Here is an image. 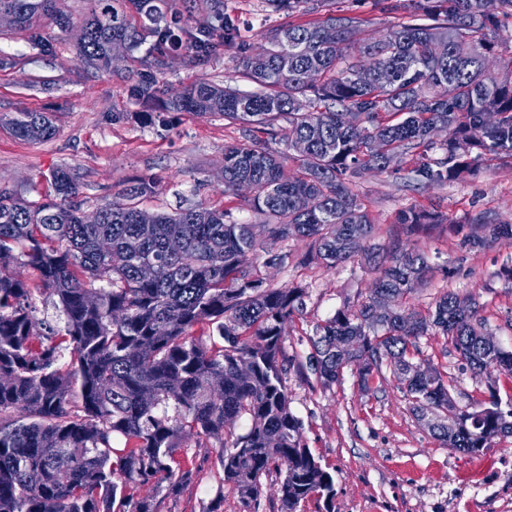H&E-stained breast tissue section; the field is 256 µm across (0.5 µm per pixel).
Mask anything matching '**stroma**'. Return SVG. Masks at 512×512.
<instances>
[{"instance_id": "35a3bbf8", "label": "stroma", "mask_w": 512, "mask_h": 512, "mask_svg": "<svg viewBox=\"0 0 512 512\" xmlns=\"http://www.w3.org/2000/svg\"><path fill=\"white\" fill-rule=\"evenodd\" d=\"M227 13L241 22V43L216 39L212 52L192 63L187 57L156 64L149 45L116 60L110 72L84 67L78 56V29H49L50 51L32 49L10 31L0 32V189L32 201L49 192L47 179L60 166L76 174L85 211L121 198L135 177L159 182L157 196L144 199L147 210L174 212L201 203L227 210L239 222L258 223L242 209L239 196L225 193L219 163L224 146L244 142L241 126L223 119L178 113L171 124L146 123L141 108L127 96L140 73L151 72L161 100L175 97L200 80L228 83L240 90L253 85L238 73L243 47L258 51L269 29L286 21L270 12L264 0H224ZM337 14L361 20L367 32L410 21L418 10L412 0H335ZM20 112L50 113L57 127L47 142L17 138L3 120ZM121 113L113 121V113ZM355 190L376 224L374 240L384 244L399 212L415 205L432 206L448 219V228L402 235V243L419 250L435 266L428 283L412 293L406 307L427 312L440 292L470 294L486 329L512 347V240L471 248L464 235L472 219L485 213L497 223L512 224V158L485 162L464 179L443 185L410 186L407 173L366 174ZM287 253L284 265L265 269L274 288L302 285L304 308L285 328L289 360L285 386L291 407L302 422L307 448L335 478V512H512V436L495 439L470 457L436 440L411 411L401 383L383 370L368 387L352 372L326 386L304 378L297 366L311 351L317 324L337 309L358 307L375 277L361 260L327 269L309 263L308 244H275ZM420 362L447 372L459 406L489 397L484 378L474 375L453 345L435 335L422 339ZM217 439L194 449L197 479L161 505V512H202L214 498L222 472L216 460Z\"/></svg>"}]
</instances>
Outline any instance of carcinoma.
<instances>
[{
    "label": "carcinoma",
    "instance_id": "carcinoma-1",
    "mask_svg": "<svg viewBox=\"0 0 512 512\" xmlns=\"http://www.w3.org/2000/svg\"><path fill=\"white\" fill-rule=\"evenodd\" d=\"M266 4L290 17H322L272 29L264 70L242 59L241 78L258 92L199 81L147 120L192 112L246 127L247 142L224 146L225 191L251 184L243 203L264 218L269 239L308 241L312 262L335 268L361 255L373 266L377 276L359 309L336 310L310 337L306 366L322 384L348 368L366 388L387 367L415 416L457 419L451 435L435 427L436 440L475 455L512 436V399L494 395L499 376L512 378V349L483 344L471 295L448 290L425 315L403 307L435 268L396 232L387 245L370 243L374 221L351 187L365 173L401 171L393 158L411 166L413 180L437 185L485 156L512 158V45L500 34L512 0H496L492 11L485 0H427L426 21L378 38L365 36L356 18L333 14V0ZM206 10L216 24L200 25L187 44L190 17L176 0H92L79 58L107 71L113 45L131 52L149 36L171 54L206 53L219 30L224 44H236L238 20L223 0H206ZM0 12L15 15L13 31L43 49L45 22L71 23L57 0H0ZM128 95L155 105L153 79L130 83ZM281 121L294 176L258 136L274 134ZM8 125L31 142L56 134L44 112H20ZM434 150L441 156L431 160ZM50 182L53 193L36 205L0 190V512H159L160 498L196 476L186 449L212 438L220 440L223 476L205 512H218L226 487L258 504L273 470L278 512H300L311 498L333 512L334 477L303 443L284 384L283 328L303 308L307 288L270 287L252 261L262 245L224 210L198 204L154 212L143 224L140 201L157 194L156 183L134 180L91 223L71 170L57 168ZM396 223L431 230L447 220L414 206ZM475 223L481 234L463 244L512 239V224ZM184 224L196 225L195 235L168 252ZM149 261L161 267L152 279L140 271ZM44 292L57 298L64 329L38 326L33 298ZM384 296L394 301L389 313L376 306ZM436 334L486 376L489 401L458 406L435 366L425 379L411 376L420 340ZM242 418L247 428L238 433ZM145 485L154 495L134 497L131 490Z\"/></svg>",
    "mask_w": 512,
    "mask_h": 512
}]
</instances>
